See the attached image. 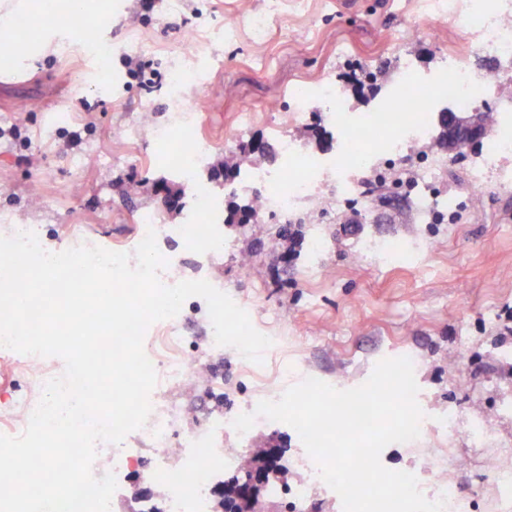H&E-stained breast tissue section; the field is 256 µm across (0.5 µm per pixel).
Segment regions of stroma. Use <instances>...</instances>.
Masks as SVG:
<instances>
[{"label": "stroma", "instance_id": "1", "mask_svg": "<svg viewBox=\"0 0 512 512\" xmlns=\"http://www.w3.org/2000/svg\"><path fill=\"white\" fill-rule=\"evenodd\" d=\"M107 10L89 18L91 44L42 17L17 40L36 46L49 37L53 48L32 64L0 68V236L26 224L49 252L93 245L134 253L140 211L153 210L165 227L186 221L190 190L174 162L180 130L192 127L209 144L195 180L214 192L227 248L215 254L162 236L167 265L160 279L208 281L272 344L258 363L232 347L213 352L207 303L190 297L170 331L202 358L211 380L191 391L169 382L157 407L180 400L177 429L187 432L216 409H255L308 377L338 389L360 386L381 359L406 356L431 433L388 445L382 464L406 471L425 458L445 473L457 458H469L458 477L472 512H498L486 461L512 449V416L498 411L501 393L512 389V361L499 357L512 349V185L492 175L482 188L472 186L471 161L483 145L456 155L427 148L438 171L433 194L457 202L429 220L378 170L366 179L362 199L337 200L330 174L319 205L307 213L247 220L248 194L225 192L218 169L255 142L273 151L267 169L279 167L278 128L298 142L302 157L335 154L339 132L327 121V103L314 100L298 124H287L296 87L312 91L335 78L358 123L353 136L373 153L377 141L397 131L393 124L372 131L366 117L397 83L403 50L413 54L419 77L430 79L455 60L477 75L496 68L512 85V60L476 51L465 16L438 17L426 0H181L175 9L169 0H109ZM128 56L158 73L159 83L148 87L132 76ZM177 73L198 79L182 97L168 89ZM243 113L251 123L242 133ZM475 194L483 202L478 216L469 206ZM285 222L291 235L280 253H270L267 245ZM315 236L325 243L317 254L310 250ZM390 243L402 250L394 261L382 251ZM242 252L252 254L250 267L241 266ZM39 369L57 377L65 363L0 348L1 433L40 400ZM446 408L459 415L452 434L439 420ZM480 412L495 438L475 453L466 425ZM259 443L278 450L288 483L303 478L296 459L305 449L292 427L259 424L228 445Z\"/></svg>", "mask_w": 512, "mask_h": 512}]
</instances>
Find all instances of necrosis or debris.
<instances>
[{
	"label": "necrosis or debris",
	"instance_id": "4bbe7bcc",
	"mask_svg": "<svg viewBox=\"0 0 512 512\" xmlns=\"http://www.w3.org/2000/svg\"><path fill=\"white\" fill-rule=\"evenodd\" d=\"M477 28L485 51L512 58V16L479 19ZM401 69L408 82L401 85L396 103L405 119L397 136L382 146L383 154L397 159L411 146L432 142V110L441 99H449L455 107L464 109L480 99L488 87L487 81L472 77L466 67L452 63L446 67L447 81L433 82L431 94L420 98L414 95L411 84L415 76L413 55L402 57ZM495 117L497 133L471 172V179L478 186L498 167L502 157L512 154V100L497 107ZM368 163V157L351 156L343 142L335 156L310 161L301 169L289 165L271 172L254 165L238 189L257 198L261 211L285 217L316 201L314 177L322 171L335 172L340 197H361L356 171ZM161 342L166 353L152 361L158 381L170 376L188 380L200 367L198 357L185 353L178 337L165 333ZM232 422V416L218 412L212 414L203 429L180 439L175 436L174 418L151 422L145 434L154 463L145 477L158 485L164 512H213L217 487L225 473L237 469L243 459L241 449L224 445L225 437L235 433Z\"/></svg>",
	"mask_w": 512,
	"mask_h": 512
}]
</instances>
